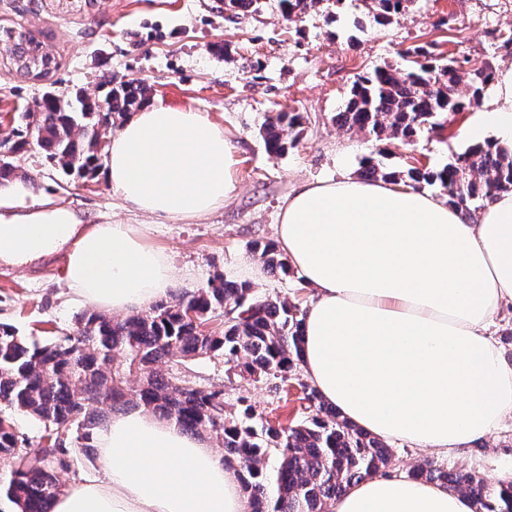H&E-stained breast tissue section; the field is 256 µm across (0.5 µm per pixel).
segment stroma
<instances>
[{"mask_svg": "<svg viewBox=\"0 0 512 512\" xmlns=\"http://www.w3.org/2000/svg\"><path fill=\"white\" fill-rule=\"evenodd\" d=\"M259 3V12L229 18L222 0H0V32L25 31L52 57L48 77L29 80L16 72L0 39V132L10 133L13 115L34 109L44 91L68 96L83 90L95 97L105 77L146 81L151 99L206 113L235 147L239 190L201 221L143 215L113 197L104 171L88 179L65 176L33 145L15 163L34 193L54 195L92 217L142 225L147 243L176 268V290L195 292L221 273L305 309L313 291L301 274H270L250 250L255 241L275 242L277 214L296 183L356 178L369 159L392 170L412 162L439 169L471 144L464 131L476 115L472 108L410 145L338 127L333 117L355 77L404 65L406 50L429 42L443 56L473 66L512 64V45L499 38L512 29V0H410L384 27L372 23V0H320L290 18L281 0ZM283 108L302 113L303 125L296 146L274 155L261 129ZM65 265V254L58 253L22 269L0 266V322L39 340L71 332L74 316L87 305L70 289ZM186 367L223 385L228 403L246 398L270 422L289 425L307 415L299 388L303 370L285 391L272 381L228 377L227 364L217 359ZM391 448L395 475L430 458L490 485L512 472V427L451 458L397 441Z\"/></svg>", "mask_w": 512, "mask_h": 512, "instance_id": "obj_1", "label": "stroma"}]
</instances>
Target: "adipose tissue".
I'll list each match as a JSON object with an SVG mask.
<instances>
[{"instance_id":"obj_1","label":"adipose tissue","mask_w":512,"mask_h":512,"mask_svg":"<svg viewBox=\"0 0 512 512\" xmlns=\"http://www.w3.org/2000/svg\"><path fill=\"white\" fill-rule=\"evenodd\" d=\"M479 111L512 150V66L497 71ZM235 152L205 113L146 102L112 135L114 197L135 210L190 222L237 191ZM0 188V266L57 252L66 279L94 308L149 307L178 279L130 224L97 223L58 198ZM277 245L312 288L302 366L341 416L386 441L452 456L512 421V365L493 338L512 306V193L469 220L424 190L340 178L295 188L278 214ZM101 478L73 483L51 512H247L239 468L199 436L141 410L96 430ZM333 512H474L441 484L378 474Z\"/></svg>"}]
</instances>
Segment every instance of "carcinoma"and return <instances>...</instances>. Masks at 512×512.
I'll list each match as a JSON object with an SVG mask.
<instances>
[{
	"label": "carcinoma",
	"mask_w": 512,
	"mask_h": 512,
	"mask_svg": "<svg viewBox=\"0 0 512 512\" xmlns=\"http://www.w3.org/2000/svg\"><path fill=\"white\" fill-rule=\"evenodd\" d=\"M407 2L373 0L375 22L391 21ZM406 54L414 60L405 68H376L357 77L345 109L336 113L340 127L409 144L441 126L443 116L478 104L494 80L488 62L463 71L453 58L436 59L427 45ZM462 83L466 94H448ZM103 87L106 92L94 101L80 93L62 98L46 91L37 111L20 113L0 147L8 151L0 157V184L15 181L14 155L28 145L31 132L48 163L67 175L94 176L101 160L99 129L126 119L151 91L143 81H109ZM301 124L299 112L275 113L263 127L267 150L287 151ZM361 176L415 188L437 184L448 206L467 213L473 204L512 192V154L486 141L439 170L387 171L371 162ZM251 251L271 273H289L274 245L255 242ZM226 307L234 310L228 319L223 318ZM302 324L297 304L277 295L258 297L249 284L224 276L192 295H174L123 319L84 311L73 333L51 340L22 336L0 323V406L11 413L9 426H0V494L17 512H50V503L64 490L59 474L75 459L90 457L99 424L94 411L123 400L162 413L186 432L208 434L224 448V461L238 460L249 512H331L347 488L390 468L393 453L385 443L342 418L306 383L300 387L308 416L285 430L257 422L244 399L226 411L223 386L203 384L179 368L188 359L220 357L244 380L286 382L301 361ZM15 415L38 420L47 445L32 450L15 428ZM272 459L277 466L271 471ZM409 476L468 496L475 512H512L511 480L492 489L472 472L431 464L413 468ZM272 479L273 496L268 494Z\"/></svg>",
	"instance_id": "obj_1"
}]
</instances>
